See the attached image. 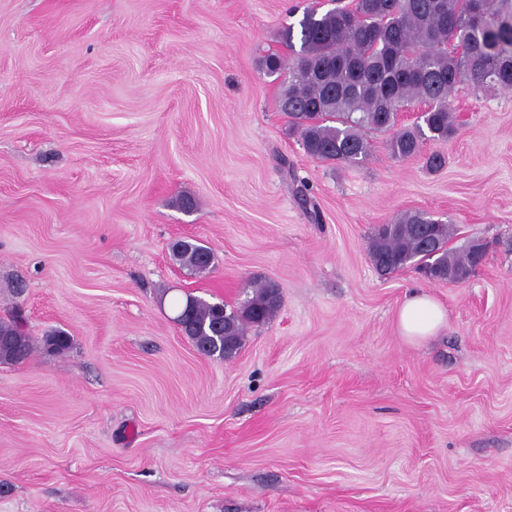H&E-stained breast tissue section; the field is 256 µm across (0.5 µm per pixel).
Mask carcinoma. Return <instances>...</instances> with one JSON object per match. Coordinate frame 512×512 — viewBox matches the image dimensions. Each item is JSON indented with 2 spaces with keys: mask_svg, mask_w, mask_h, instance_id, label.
<instances>
[{
  "mask_svg": "<svg viewBox=\"0 0 512 512\" xmlns=\"http://www.w3.org/2000/svg\"><path fill=\"white\" fill-rule=\"evenodd\" d=\"M281 42L292 60L271 54L269 75L288 71L278 101L305 153L320 162L355 165L373 150L370 135L386 134L391 156L418 155L428 141L446 142L456 131L449 97L465 82L473 89L512 90V0H355L354 8L325 12L309 7L297 23L284 27ZM423 102L421 121L400 123V112ZM453 225L421 212H406L374 228L368 256L382 276L408 267L441 281L467 279L477 261L472 247L448 248ZM437 250L422 246L425 236ZM209 248L196 243L173 249L180 265L195 274L214 266ZM281 293L264 282L252 296L224 311L201 297L186 295L177 304L184 333L200 351L217 360L231 357L247 330L277 314ZM1 363H19L34 341L16 316L0 318ZM70 337L62 331L44 337L46 347L62 352Z\"/></svg>",
  "mask_w": 512,
  "mask_h": 512,
  "instance_id": "1",
  "label": "carcinoma"
}]
</instances>
